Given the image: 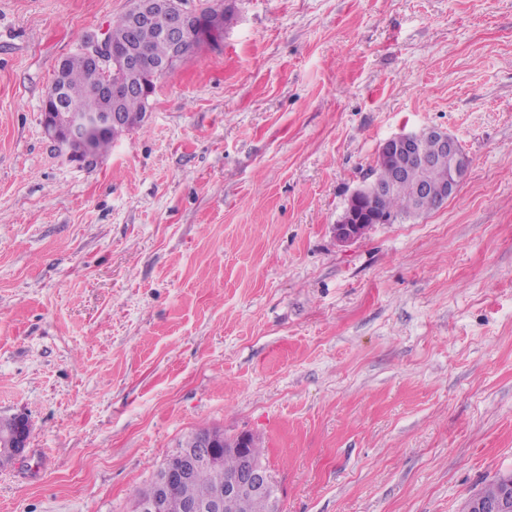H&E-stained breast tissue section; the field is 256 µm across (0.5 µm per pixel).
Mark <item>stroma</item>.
I'll return each instance as SVG.
<instances>
[{
  "mask_svg": "<svg viewBox=\"0 0 512 512\" xmlns=\"http://www.w3.org/2000/svg\"><path fill=\"white\" fill-rule=\"evenodd\" d=\"M130 6L0 0V512H132L201 428L262 439L282 512H464L512 471V0H237L68 161L42 102ZM428 127L456 194L338 244ZM12 417L0 419V441H5L9 436L13 435L11 439V459L17 460L24 456L30 439V423L26 415L16 414ZM9 461V462H10Z\"/></svg>",
  "mask_w": 512,
  "mask_h": 512,
  "instance_id": "obj_1",
  "label": "stroma"
}]
</instances>
